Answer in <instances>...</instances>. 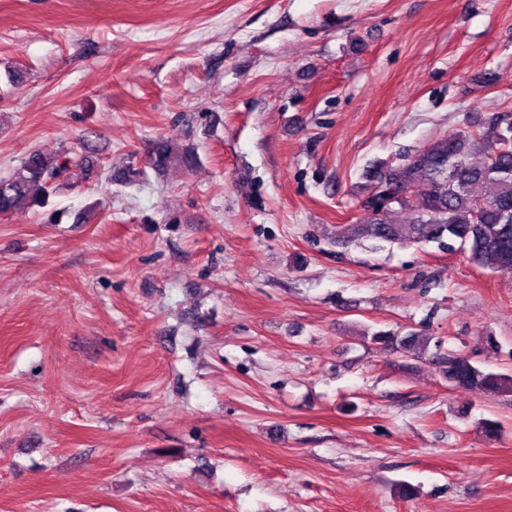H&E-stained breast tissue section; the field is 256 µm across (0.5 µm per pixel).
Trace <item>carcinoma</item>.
I'll use <instances>...</instances> for the list:
<instances>
[{"label": "carcinoma", "instance_id": "obj_1", "mask_svg": "<svg viewBox=\"0 0 512 512\" xmlns=\"http://www.w3.org/2000/svg\"><path fill=\"white\" fill-rule=\"evenodd\" d=\"M488 125L496 131L492 140L480 129L462 131L439 138L403 163L377 172L372 191L361 201L364 217L357 224L338 226L336 244L343 246L355 238L434 242L450 252L460 251L482 268L512 273V122L497 115L489 118ZM175 159L190 168L197 156L187 150L176 157L169 141L155 143L152 166L164 169ZM71 162L81 166L88 160L83 155L75 161L31 152L10 177L0 179V215H10L22 204L45 207L57 190V177ZM479 186L488 192L477 194ZM396 205L407 213L402 224L386 219ZM371 340L420 358L430 355L452 387L512 393V375L483 371L461 352L444 353L441 342L433 343L417 331L397 336L380 330ZM431 343L433 353L429 352Z\"/></svg>", "mask_w": 512, "mask_h": 512}]
</instances>
